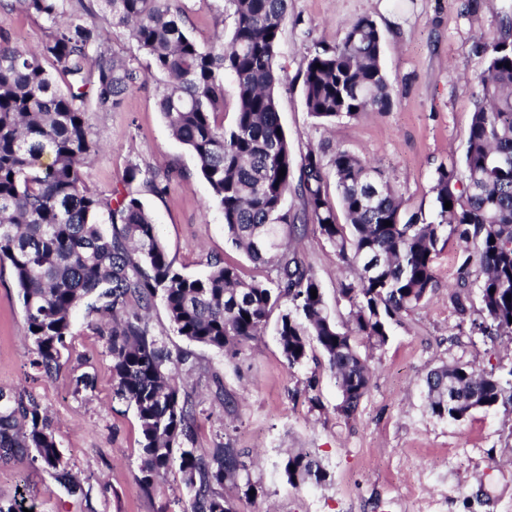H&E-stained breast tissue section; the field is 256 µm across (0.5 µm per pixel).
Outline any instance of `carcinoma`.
Returning <instances> with one entry per match:
<instances>
[{
    "mask_svg": "<svg viewBox=\"0 0 512 512\" xmlns=\"http://www.w3.org/2000/svg\"><path fill=\"white\" fill-rule=\"evenodd\" d=\"M230 3L231 41L219 37L202 46L186 30L177 0L0 2L51 23L36 50L0 29V263L9 262L19 288L34 364L48 377L56 375L72 336L74 309L84 304L99 315L115 396L134 408L140 422V482L149 488L178 465L190 512H233L224 497L227 482L247 499L260 486L240 449L222 442L206 453L194 448L198 404L176 377L201 366L192 351L174 353L154 333L150 313L156 300L178 335L233 364L261 335L273 308L288 303L276 323L288 366L303 364L316 343L336 375V412L346 417L371 379L351 333L383 346L392 322L434 292L439 245L451 237L466 243L459 278L467 281L474 262L483 273L481 320L472 321L473 329L483 336L512 335V301H506L512 295V67H505L512 63V23L474 42L488 66L479 80L464 158L436 169L426 215L407 207L385 171L346 149L336 150L328 169L314 150L295 166L285 132H277L278 50L288 0ZM108 28L127 30L150 71L164 77L159 104L172 136L195 157L228 240L274 271L269 282L244 281L235 267L218 261L203 277L178 272L139 198L129 192L104 196L88 187L84 169L97 142L86 114L115 111L142 80L141 71L103 36ZM381 44L376 22L364 17L338 45L313 46L303 97L319 124L391 108ZM226 74L237 91L229 129ZM330 178L336 204L325 189ZM292 191L302 200L294 210L287 205ZM338 206L344 224L337 220ZM386 220L392 225H384ZM103 224L111 225V233L102 231ZM310 224L357 271L339 288L350 306V332L330 319L322 288L296 249V238ZM426 386L429 412L459 421L512 401V368L504 378L450 363L428 372ZM19 453L32 454L41 468L76 487L40 403L0 389V462ZM282 470L295 486L328 477L319 461L301 452L288 455Z\"/></svg>",
    "mask_w": 512,
    "mask_h": 512,
    "instance_id": "obj_1",
    "label": "carcinoma"
}]
</instances>
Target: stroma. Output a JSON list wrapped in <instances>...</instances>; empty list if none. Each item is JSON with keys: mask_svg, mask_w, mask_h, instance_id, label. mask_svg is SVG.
Masks as SVG:
<instances>
[{"mask_svg": "<svg viewBox=\"0 0 512 512\" xmlns=\"http://www.w3.org/2000/svg\"><path fill=\"white\" fill-rule=\"evenodd\" d=\"M462 0H290L279 48L277 89L281 124L295 161L309 150L331 160L336 148L363 156L388 175L411 209L429 211L438 166L461 160L479 79L488 65L473 49L478 34H492L512 19V0H486L478 18L463 13ZM191 35L210 44L215 31L232 35L229 0H179ZM371 17L382 33L381 64L394 103L385 112H365L322 127L307 112L303 71L313 45L333 46L359 18ZM0 28L34 49L50 24L20 10L0 9ZM99 149L86 170L99 193L119 190L139 197L175 268L205 275L220 259L245 280L271 278L227 240L224 220L190 151L176 141L159 107L158 79L124 94L113 112L87 115ZM138 168L128 181L129 168ZM173 179L165 194L152 182ZM322 288L332 319L348 325L350 307L337 289L348 277L332 246L311 232L300 244ZM450 239L435 262L439 287L427 302L392 324L387 343L355 344L372 378L356 412L336 411L340 391L318 347L305 365L289 367L267 325L239 364L204 346H189L173 329L163 304L152 312L154 332L172 351L193 349L203 369L190 377L201 410L194 446L207 451L231 440L254 458V477L264 494L247 499L232 486L224 494L236 512H512V405L478 410L459 421L433 417L423 378L431 368L458 361L483 370L512 366V341H491L473 332L480 316L472 267L466 288L469 318L456 314L450 296L457 289V257ZM97 315L77 307L70 347L58 375L45 377L32 361L18 288L9 265L0 266V389L23 390L45 408L68 470L80 483L69 492L30 456L0 463V505L35 504L37 512H189L178 469H170L151 490L139 484L142 434L132 408L114 396L106 339L95 330ZM94 378L90 391L76 390V377ZM317 376L314 394L304 392ZM232 396L231 405L216 397ZM302 451L327 470L326 482L294 486L281 462Z\"/></svg>", "mask_w": 512, "mask_h": 512, "instance_id": "obj_1", "label": "stroma"}]
</instances>
